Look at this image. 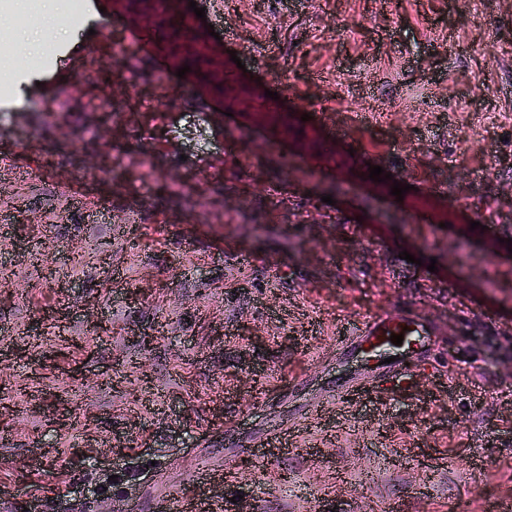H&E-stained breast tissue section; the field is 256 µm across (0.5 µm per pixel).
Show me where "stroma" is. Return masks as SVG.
<instances>
[{
	"label": "stroma",
	"mask_w": 512,
	"mask_h": 512,
	"mask_svg": "<svg viewBox=\"0 0 512 512\" xmlns=\"http://www.w3.org/2000/svg\"><path fill=\"white\" fill-rule=\"evenodd\" d=\"M83 4L76 50L0 92V512L53 507L91 448L142 465L132 512L512 498V0H196L216 90L158 14L106 68L146 4ZM44 5L0 0L10 43ZM396 305L436 331L403 396L355 334ZM280 427L293 449L260 454Z\"/></svg>",
	"instance_id": "35a3bbf8"
}]
</instances>
